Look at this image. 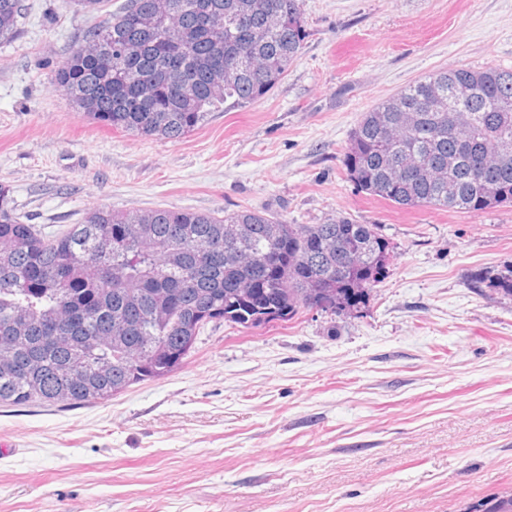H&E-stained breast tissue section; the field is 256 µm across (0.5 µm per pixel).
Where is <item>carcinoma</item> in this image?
<instances>
[{
  "mask_svg": "<svg viewBox=\"0 0 512 512\" xmlns=\"http://www.w3.org/2000/svg\"><path fill=\"white\" fill-rule=\"evenodd\" d=\"M101 11L104 0H64ZM24 0H0V39ZM307 37L300 0H124L85 32L52 87L88 117L177 140L221 104L246 107ZM363 191L478 213L512 204V70L428 74L364 113L345 154ZM376 224H289L243 208L87 210L53 235L0 185V404H86L178 368L200 329L254 328L300 309L355 308L385 276ZM512 512V497L473 506Z\"/></svg>",
  "mask_w": 512,
  "mask_h": 512,
  "instance_id": "obj_1",
  "label": "carcinoma"
}]
</instances>
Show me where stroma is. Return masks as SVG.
Instances as JSON below:
<instances>
[{"label": "stroma", "mask_w": 512, "mask_h": 512, "mask_svg": "<svg viewBox=\"0 0 512 512\" xmlns=\"http://www.w3.org/2000/svg\"><path fill=\"white\" fill-rule=\"evenodd\" d=\"M0 42V184L52 231L93 207L291 224L390 243L365 304L243 329L93 404L0 405V512H466L512 494V204L403 207L347 176L364 112L456 66L512 70V0H302L304 48L245 108L176 141L77 112L50 86L93 15L25 0Z\"/></svg>", "instance_id": "35a3bbf8"}]
</instances>
